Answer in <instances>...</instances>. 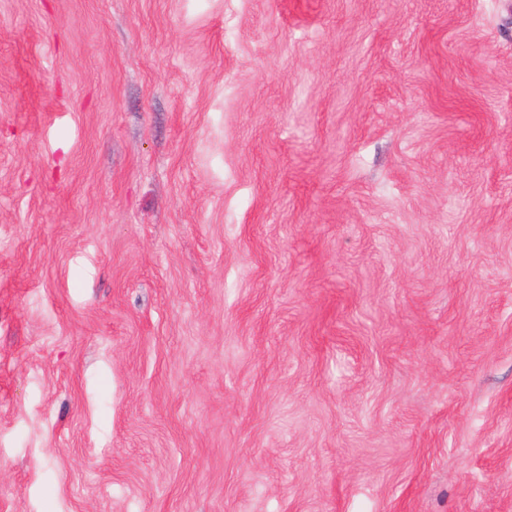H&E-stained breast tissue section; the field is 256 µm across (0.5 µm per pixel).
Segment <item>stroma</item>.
Masks as SVG:
<instances>
[{"mask_svg":"<svg viewBox=\"0 0 512 512\" xmlns=\"http://www.w3.org/2000/svg\"><path fill=\"white\" fill-rule=\"evenodd\" d=\"M0 512H512V0H0Z\"/></svg>","mask_w":512,"mask_h":512,"instance_id":"1","label":"stroma"}]
</instances>
